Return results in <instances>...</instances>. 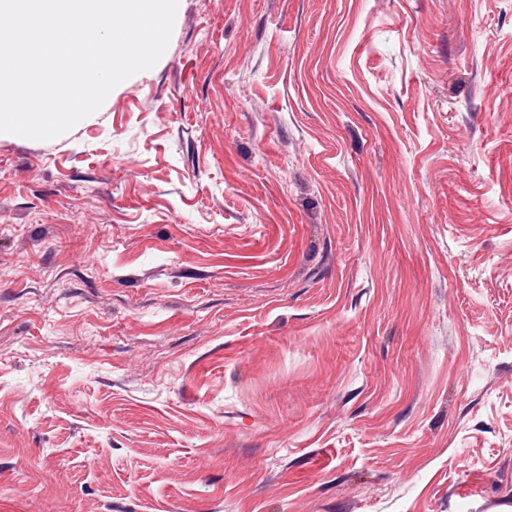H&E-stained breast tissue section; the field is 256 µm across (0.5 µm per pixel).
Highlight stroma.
I'll return each mask as SVG.
<instances>
[{"label":"stroma","mask_w":512,"mask_h":512,"mask_svg":"<svg viewBox=\"0 0 512 512\" xmlns=\"http://www.w3.org/2000/svg\"><path fill=\"white\" fill-rule=\"evenodd\" d=\"M0 512H512V0H179L0 133Z\"/></svg>","instance_id":"35a3bbf8"}]
</instances>
